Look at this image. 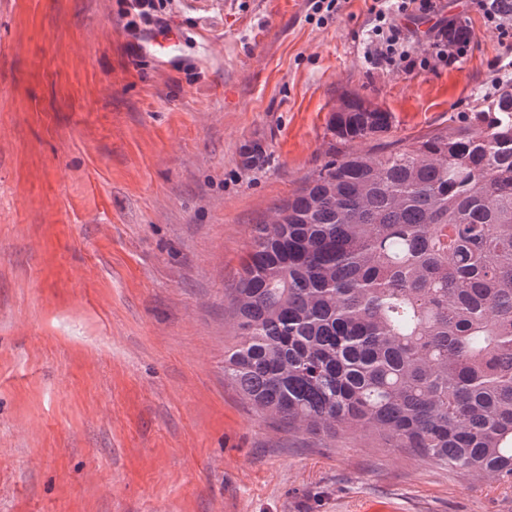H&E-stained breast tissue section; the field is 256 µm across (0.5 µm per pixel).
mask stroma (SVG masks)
<instances>
[{"mask_svg":"<svg viewBox=\"0 0 512 512\" xmlns=\"http://www.w3.org/2000/svg\"><path fill=\"white\" fill-rule=\"evenodd\" d=\"M368 7L173 0L167 64L131 54L119 0H0V512H512V487L224 381L252 228L324 163L341 97L390 143L512 83L467 0L466 54L409 74L366 59Z\"/></svg>","mask_w":512,"mask_h":512,"instance_id":"35a3bbf8","label":"stroma"}]
</instances>
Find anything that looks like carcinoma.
Listing matches in <instances>:
<instances>
[{
	"instance_id": "cac0c4a2",
	"label": "carcinoma",
	"mask_w": 512,
	"mask_h": 512,
	"mask_svg": "<svg viewBox=\"0 0 512 512\" xmlns=\"http://www.w3.org/2000/svg\"><path fill=\"white\" fill-rule=\"evenodd\" d=\"M343 143L389 132L348 95ZM224 381L310 433L512 484V84L446 129L335 152L257 224Z\"/></svg>"
}]
</instances>
